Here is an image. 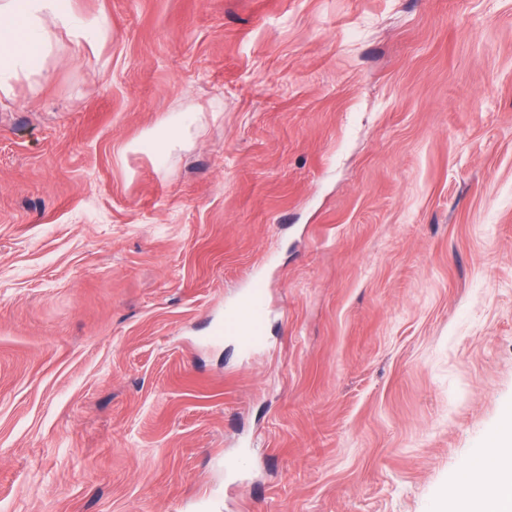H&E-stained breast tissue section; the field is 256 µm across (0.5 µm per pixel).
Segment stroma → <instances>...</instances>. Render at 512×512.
Instances as JSON below:
<instances>
[{
	"label": "stroma",
	"mask_w": 512,
	"mask_h": 512,
	"mask_svg": "<svg viewBox=\"0 0 512 512\" xmlns=\"http://www.w3.org/2000/svg\"><path fill=\"white\" fill-rule=\"evenodd\" d=\"M74 2L97 46L49 25L0 94V512L466 496L512 419V0ZM256 278L265 345L210 340ZM180 132V123L176 122L171 124L164 132L151 131L140 142L131 144L128 147L130 151H137L141 149V143L147 142L155 149L156 152L164 151L169 143H171Z\"/></svg>",
	"instance_id": "stroma-1"
}]
</instances>
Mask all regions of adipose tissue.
Here are the masks:
<instances>
[{
  "label": "adipose tissue",
  "mask_w": 512,
  "mask_h": 512,
  "mask_svg": "<svg viewBox=\"0 0 512 512\" xmlns=\"http://www.w3.org/2000/svg\"><path fill=\"white\" fill-rule=\"evenodd\" d=\"M68 28L77 39L95 45L99 18L76 12L73 0H0V93L12 91L22 73L40 69L47 47V26ZM488 457L494 462V480L483 466L471 468L470 496L459 501V512H512V427L503 428L491 442Z\"/></svg>",
  "instance_id": "obj_1"
}]
</instances>
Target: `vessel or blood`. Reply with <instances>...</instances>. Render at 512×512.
Listing matches in <instances>:
<instances>
[{
    "instance_id": "b4317fda",
    "label": "vessel or blood",
    "mask_w": 512,
    "mask_h": 512,
    "mask_svg": "<svg viewBox=\"0 0 512 512\" xmlns=\"http://www.w3.org/2000/svg\"><path fill=\"white\" fill-rule=\"evenodd\" d=\"M267 316L266 289L262 281H252L237 304L224 310V320L213 331L217 337L237 339L251 349L265 340Z\"/></svg>"
}]
</instances>
